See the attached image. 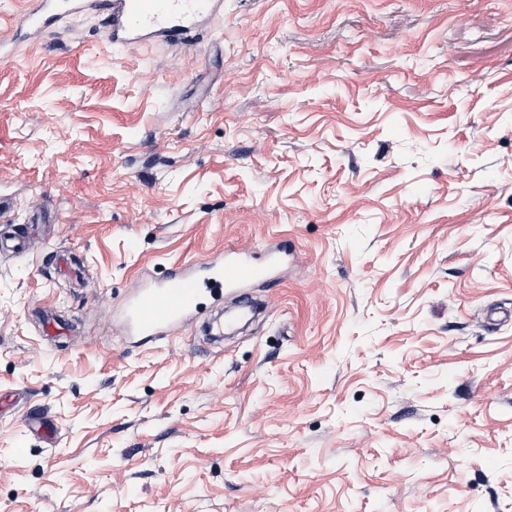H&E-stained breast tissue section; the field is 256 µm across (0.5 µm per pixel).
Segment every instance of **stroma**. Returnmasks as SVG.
Instances as JSON below:
<instances>
[{"label":"stroma","mask_w":512,"mask_h":512,"mask_svg":"<svg viewBox=\"0 0 512 512\" xmlns=\"http://www.w3.org/2000/svg\"><path fill=\"white\" fill-rule=\"evenodd\" d=\"M0 203V512H512V0L63 17L0 63ZM272 242L247 332L125 338ZM111 43L145 45L158 38L183 41L196 24L224 9L223 0H103ZM282 263L280 251L268 249L257 263L242 250L227 249L203 263H185L171 269L162 280L137 289L125 317L127 336L163 339L190 321L202 301L216 292L268 282Z\"/></svg>","instance_id":"stroma-1"}]
</instances>
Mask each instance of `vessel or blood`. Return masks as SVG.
I'll use <instances>...</instances> for the list:
<instances>
[{"label": "vessel or blood", "mask_w": 512, "mask_h": 512, "mask_svg": "<svg viewBox=\"0 0 512 512\" xmlns=\"http://www.w3.org/2000/svg\"><path fill=\"white\" fill-rule=\"evenodd\" d=\"M106 37L111 43L141 46L156 39L185 40L197 23L223 10L224 0H104ZM59 0H35L15 18L17 31L40 34L57 16ZM282 263L277 249L262 262L244 251L225 250L202 263H186L166 276L137 289L125 317L132 337L165 338L190 321L203 300L221 290L236 291L255 282H268Z\"/></svg>", "instance_id": "1"}]
</instances>
